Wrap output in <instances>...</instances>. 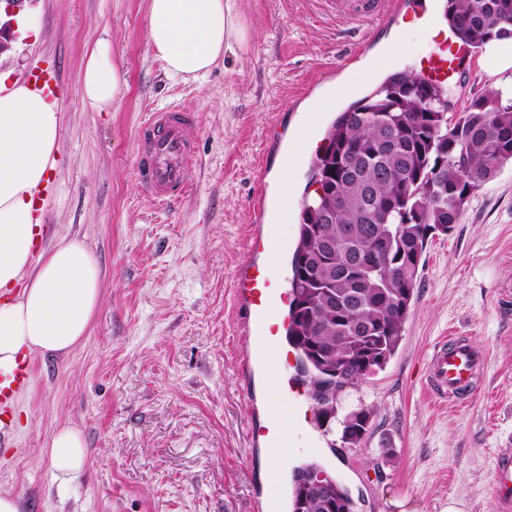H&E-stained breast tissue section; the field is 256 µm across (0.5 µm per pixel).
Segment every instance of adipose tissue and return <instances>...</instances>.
Wrapping results in <instances>:
<instances>
[{
    "instance_id": "obj_1",
    "label": "adipose tissue",
    "mask_w": 512,
    "mask_h": 512,
    "mask_svg": "<svg viewBox=\"0 0 512 512\" xmlns=\"http://www.w3.org/2000/svg\"><path fill=\"white\" fill-rule=\"evenodd\" d=\"M234 0H149L147 38L166 72L198 80L224 58L231 39L241 38ZM125 81L102 40L89 51L82 96L96 111L117 101ZM61 110L58 99L25 81L0 76V371L17 355H66L88 336L102 300V272L85 244L60 239L34 253L40 234L33 199L56 171ZM48 456L59 496H66L89 454L81 432L58 428Z\"/></svg>"
}]
</instances>
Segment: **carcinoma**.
Wrapping results in <instances>:
<instances>
[{
	"label": "carcinoma",
	"mask_w": 512,
	"mask_h": 512,
	"mask_svg": "<svg viewBox=\"0 0 512 512\" xmlns=\"http://www.w3.org/2000/svg\"><path fill=\"white\" fill-rule=\"evenodd\" d=\"M444 16L462 47L500 40L512 23V0H446ZM407 72L362 99L363 111L334 121L327 145L311 163L322 193L302 204L293 253L286 336L298 361L335 358L349 368L347 384L367 352L399 347L406 318L397 299L414 297L426 232L458 223L467 189L512 163V104L490 91L448 119L443 88ZM331 242L334 249L324 251ZM361 407L341 421V441L357 446L368 429Z\"/></svg>",
	"instance_id": "cac0c4a2"
}]
</instances>
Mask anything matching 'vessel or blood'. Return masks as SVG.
<instances>
[{
  "instance_id": "b4317fda",
  "label": "vessel or blood",
  "mask_w": 512,
  "mask_h": 512,
  "mask_svg": "<svg viewBox=\"0 0 512 512\" xmlns=\"http://www.w3.org/2000/svg\"><path fill=\"white\" fill-rule=\"evenodd\" d=\"M340 13L348 22L365 26V38L382 22L377 0H336ZM433 52L420 62L421 76L436 85H444L457 74L458 49L454 33L448 29L435 31ZM192 116L178 108L152 113L146 123L150 133L145 158L140 167L141 183L153 200L167 202L175 193L189 190L194 184V152L185 136ZM248 316L242 330L250 347L242 362L245 367L265 364L276 359V378L288 392H295L297 377L295 360L283 349L279 336L286 326L280 313L284 295L278 282L267 269L250 264L239 285ZM484 361L463 336H447L439 341L427 367V382L439 402L458 406L473 396L478 388ZM34 371L29 355H22L9 374H0V447L18 452L12 444L10 414L18 397L33 384ZM495 484L499 512H512V448L500 449L495 464Z\"/></svg>"
}]
</instances>
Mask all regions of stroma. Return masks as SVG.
I'll return each instance as SVG.
<instances>
[{"instance_id":"1","label":"stroma","mask_w":512,"mask_h":512,"mask_svg":"<svg viewBox=\"0 0 512 512\" xmlns=\"http://www.w3.org/2000/svg\"><path fill=\"white\" fill-rule=\"evenodd\" d=\"M36 32L10 34L0 74L59 71V167L43 196V246L75 238L103 271V301L90 333L65 356L33 355L35 381L15 410L18 457L0 455V491L25 512H255L278 459L283 512L295 467L335 473L354 512H495V459L512 448V164L471 195L458 224L435 234L423 256L402 340L384 370L337 395L340 413L368 407L357 447L314 414L288 409L265 367L243 372L247 310L236 295L244 262L268 265L288 288L310 163L351 104L394 75L417 71L430 30L392 15L369 44L336 14L334 0H235L244 43L195 81L169 76L146 40L147 0H24ZM102 39L127 87L111 111L85 105L88 52ZM446 86L448 115L496 91L512 101V68L469 52ZM337 91L333 110L308 107ZM175 105L193 114L192 191L160 205L137 172L141 127ZM308 127L298 143L295 132ZM274 227L272 247L253 242L250 203ZM469 337L485 357L476 395L438 403L425 381L442 337ZM273 417L288 439L255 443L250 423ZM77 427L88 467L58 498L46 448ZM395 454L384 458L381 450Z\"/></svg>"}]
</instances>
